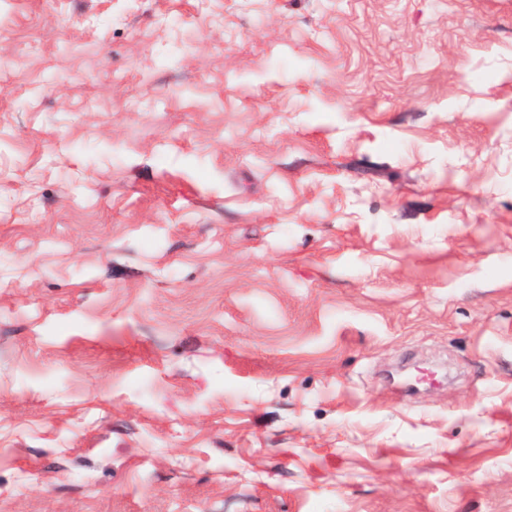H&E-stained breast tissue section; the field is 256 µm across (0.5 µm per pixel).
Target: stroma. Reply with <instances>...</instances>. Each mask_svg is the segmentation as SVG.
Segmentation results:
<instances>
[{
	"label": "stroma",
	"mask_w": 512,
	"mask_h": 512,
	"mask_svg": "<svg viewBox=\"0 0 512 512\" xmlns=\"http://www.w3.org/2000/svg\"><path fill=\"white\" fill-rule=\"evenodd\" d=\"M0 512H512V0H0Z\"/></svg>",
	"instance_id": "35a3bbf8"
}]
</instances>
